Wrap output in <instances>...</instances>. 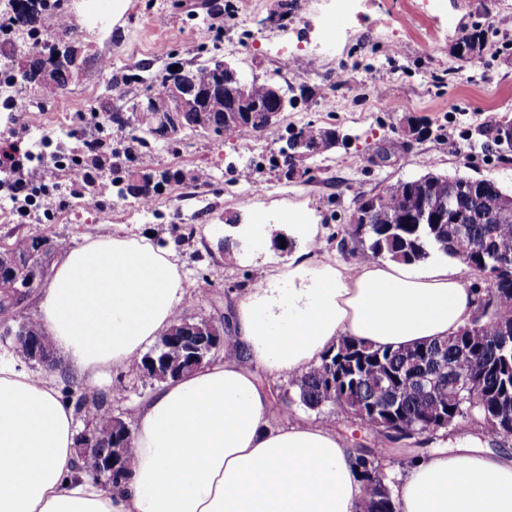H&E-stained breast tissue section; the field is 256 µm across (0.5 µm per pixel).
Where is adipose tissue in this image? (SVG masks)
Returning <instances> with one entry per match:
<instances>
[{
  "label": "adipose tissue",
  "mask_w": 512,
  "mask_h": 512,
  "mask_svg": "<svg viewBox=\"0 0 512 512\" xmlns=\"http://www.w3.org/2000/svg\"><path fill=\"white\" fill-rule=\"evenodd\" d=\"M187 290L173 252L102 232L66 247L35 320L81 375L128 367L168 330ZM476 295L454 264L366 261L261 281L238 303L219 359L158 383L133 411L132 476L115 493L80 467L74 409L51 379L0 362V512H356L352 451L316 424L267 425L255 372L288 379L343 335L378 347L430 343L465 325ZM399 512H512V460L473 447L418 461L393 488Z\"/></svg>",
  "instance_id": "adipose-tissue-1"
}]
</instances>
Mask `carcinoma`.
<instances>
[{"label": "carcinoma", "mask_w": 512, "mask_h": 512, "mask_svg": "<svg viewBox=\"0 0 512 512\" xmlns=\"http://www.w3.org/2000/svg\"><path fill=\"white\" fill-rule=\"evenodd\" d=\"M45 0H14L10 24L27 34H41L32 46V54L23 69L12 68V82H31L38 88L51 87L55 91L67 89L73 73L87 64V59L73 55L62 57L58 48L68 32L43 31L38 26L39 14L45 10ZM180 81L196 88L201 95L203 112H186L183 124L187 133H202L207 121L218 118L224 111V101L210 90L219 85L223 75L210 68L208 61L178 69L168 68L156 82L158 88L145 97L153 101L152 111L160 112L167 106V83ZM127 120L133 123L129 139L121 149L98 143L96 148L83 151L70 170L76 179L88 187L92 197L103 193L97 174L104 166L112 172L110 186L120 198L127 196L155 202L156 187L150 185V172L134 176L130 163L149 149L152 141L164 139L161 128L150 125L139 127L138 112L131 109ZM507 122L492 117L482 130L485 145L497 144ZM466 176L443 177V190L455 197L459 211L474 213L499 204L509 192L492 181L472 180L467 191H460V182ZM377 201L374 223L357 225L351 233L360 246L357 254L372 260L389 259L405 263H421L436 256L456 259L453 245H445L429 224H387L385 208L392 206L405 213L417 208V197L408 182L398 180L374 196L360 195L357 202ZM468 238L477 247L472 261L483 271L495 272L504 256H512V222L508 224H468ZM35 239L17 237L12 241L13 253L20 266L29 260L30 247ZM499 282L477 290V302L467 325L456 334L429 344L398 348L374 347L352 336H342L321 356L320 363L308 371L290 378L289 385L298 391L299 402L311 410L329 408L346 417L360 415L394 416L408 424L400 436L386 434L379 428L371 429L370 445L353 449V461L361 482L362 497L358 512H398L393 497V478L383 461L393 456L402 457L413 465L427 455V446L442 430L459 423L472 424L475 416L488 423L486 436L498 445L508 443L507 434L496 427L497 417L512 419V336H502V323L512 324V279L499 274ZM461 361V368L469 371L479 387L475 392L463 390L455 380L446 378L423 391L408 383L409 372L418 362L429 366L437 361ZM122 394L112 393V401L100 397L78 399L76 408L92 415L95 426L104 429L112 420L111 402H120ZM132 435H127L122 453L114 460L117 470L129 475L132 458Z\"/></svg>", "instance_id": "1"}]
</instances>
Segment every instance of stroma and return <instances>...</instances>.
I'll return each mask as SVG.
<instances>
[{"label": "stroma", "instance_id": "stroma-1", "mask_svg": "<svg viewBox=\"0 0 512 512\" xmlns=\"http://www.w3.org/2000/svg\"><path fill=\"white\" fill-rule=\"evenodd\" d=\"M74 23L73 39L89 64L81 77L55 98L16 86L25 101L12 113L8 131L21 150L50 157L59 144L82 149L83 136L110 140L111 123L97 122L101 99L127 108L146 92L145 84L111 85L113 70L164 72L200 59V31H208L210 52L233 62L246 78L274 79L280 86L306 87L309 97L285 112L280 124L243 143L232 137L179 135L142 153L137 166L165 175L153 210L140 211L134 198L106 192L89 202L65 171L49 166L46 183L54 206L49 222L21 218L7 192L0 191V240L16 236H62L77 244L104 230L150 237L173 250L190 297L182 307L189 321L223 326L237 302L261 280L280 274L292 250L274 244L243 243L232 222L255 223L258 216L280 222L298 211L314 226L312 263L355 264L344 246L345 230L358 193H377L399 179L427 171L486 179L512 191V153L481 148L478 131L488 115L512 118V0H362L360 18H341L331 52L308 63L309 48L324 35L325 0H98L105 24L90 27L85 0H65ZM487 32L481 54L460 59L462 31ZM384 97L389 111L373 98ZM427 124L417 140L405 137L408 123ZM346 134L345 144L309 159V174L286 177L271 158L289 129L306 124ZM387 147V158L376 155ZM257 161L265 191H251L235 168ZM207 170V185L191 181ZM182 173V182L172 173ZM51 377L63 400L119 388L124 399L115 412L149 396L155 380L115 368L101 379L71 372L61 364ZM293 419L329 427L354 448L370 438L360 423L328 411L294 404Z\"/></svg>", "mask_w": 512, "mask_h": 512}]
</instances>
